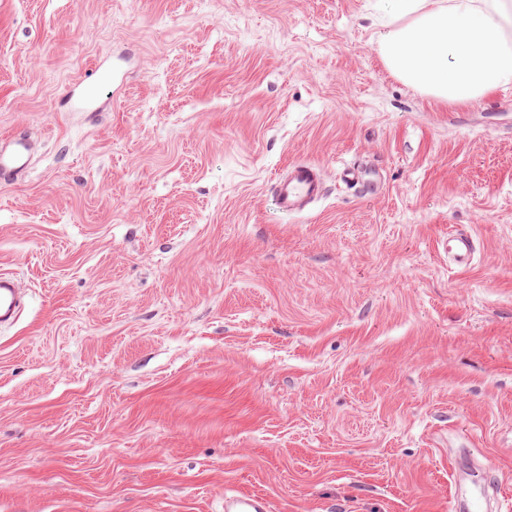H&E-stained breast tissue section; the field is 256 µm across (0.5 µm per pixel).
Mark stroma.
<instances>
[{
  "mask_svg": "<svg viewBox=\"0 0 512 512\" xmlns=\"http://www.w3.org/2000/svg\"><path fill=\"white\" fill-rule=\"evenodd\" d=\"M376 23V0H0V135L36 144L0 183L25 291L0 512H449L461 455L512 499V86L422 94ZM300 161L325 193L285 217ZM111 82L108 80L99 68H94L85 77L78 82L69 92V99H74V106L78 110H83L91 105L98 98L107 97L111 92ZM78 90V95L75 92ZM324 194L320 168L311 162H296L275 182V205L286 215L300 214ZM442 246L448 250L457 266L467 268L472 264L476 245L471 237L449 232L448 238L442 241ZM266 497L256 494L235 492L224 495V512H270Z\"/></svg>",
  "mask_w": 512,
  "mask_h": 512,
  "instance_id": "35a3bbf8",
  "label": "stroma"
}]
</instances>
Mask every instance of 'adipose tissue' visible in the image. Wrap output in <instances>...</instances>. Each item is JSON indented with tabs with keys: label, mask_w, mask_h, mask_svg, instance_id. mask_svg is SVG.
<instances>
[{
	"label": "adipose tissue",
	"mask_w": 512,
	"mask_h": 512,
	"mask_svg": "<svg viewBox=\"0 0 512 512\" xmlns=\"http://www.w3.org/2000/svg\"><path fill=\"white\" fill-rule=\"evenodd\" d=\"M386 68L434 98L465 104L512 85V0H381Z\"/></svg>",
	"instance_id": "obj_1"
}]
</instances>
